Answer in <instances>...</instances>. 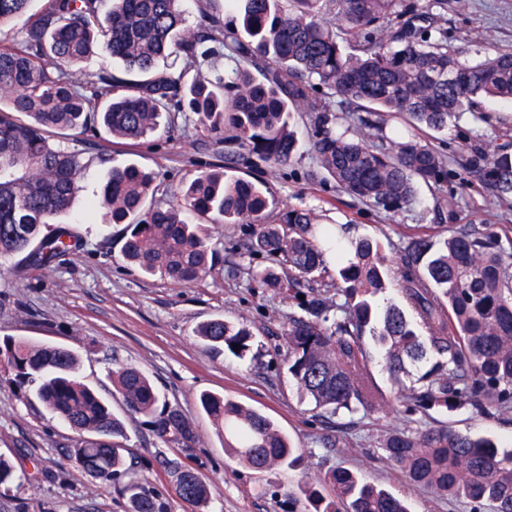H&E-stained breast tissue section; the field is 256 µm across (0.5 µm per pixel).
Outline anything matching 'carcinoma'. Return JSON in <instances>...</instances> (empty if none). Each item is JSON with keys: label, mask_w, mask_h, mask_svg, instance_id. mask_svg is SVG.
<instances>
[{"label": "carcinoma", "mask_w": 512, "mask_h": 512, "mask_svg": "<svg viewBox=\"0 0 512 512\" xmlns=\"http://www.w3.org/2000/svg\"><path fill=\"white\" fill-rule=\"evenodd\" d=\"M31 0H0V27L28 11ZM46 0L29 15L20 37L0 42V261L23 254L36 269H48L72 248L73 235L60 227L45 234L52 219L73 202L86 162L82 153L50 139L54 130L80 135L95 126L113 137L139 141L155 132L166 112H193L213 130L234 133L249 152L276 163L294 154L288 130L292 112H315L311 148L320 168L341 191L385 212L411 205L421 183L444 179L445 157L418 136L390 137L368 122L349 134L331 126L327 108L310 94L321 85L361 112L401 114L416 129L444 131L462 112L486 119V97L512 103V51L467 57L468 49L448 45L447 31L427 12L389 25L399 15L397 0H331L335 13L320 14L322 0H234L246 35L224 29L204 12L186 25L183 0ZM383 38L360 40L369 28ZM358 42L355 53L338 41ZM180 52L188 70L159 65ZM220 54L257 68L226 78L204 75L201 63ZM117 59L122 70L102 68L91 94L73 68L89 57ZM117 87L131 89L115 96ZM24 115L23 122L17 115ZM470 169L490 198H512V143L476 150ZM154 177L130 163L114 167L101 188L99 204L112 223L127 225L123 255L151 276L179 284L199 280L215 252L171 207L151 206ZM186 208L212 224H253L251 248L281 255L291 273L275 268L255 273L264 288L296 298L301 283L317 282L328 260L308 211L290 210L283 224H264L269 199L262 184L226 174L200 172L182 190ZM336 262V297L311 287L288 316L284 333L287 372L302 396L331 416L369 412L382 395L370 364L378 355L396 382L421 371L420 386L401 389L412 410H454L470 405L512 411V252L475 229L434 241L411 239L397 268L386 264L379 242L361 238L342 248ZM396 285L401 303L380 309L376 297ZM340 312L332 318L331 310ZM196 336L214 350L238 358L255 339L243 324L222 318L201 324ZM371 337L376 352L365 338ZM239 348H233V345ZM0 367L12 375L24 397L32 396L83 436L70 453L73 467L103 484H119L129 512H169L161 493L136 480L122 453L124 423L85 384L79 358L65 346L6 336L0 340ZM127 410L145 418L165 443H196L193 423L174 406H159V394L138 367L112 371ZM203 411L224 434V448L257 470L298 461L296 449L268 417L222 395L203 393ZM387 459L407 480L451 499H465L472 512L491 504L512 512V451L489 439H474L448 428L402 430L384 443ZM171 481L184 482L183 498L199 506L213 495L179 458L164 459ZM331 499L308 486L313 512H409L403 499L347 470L326 478Z\"/></svg>", "instance_id": "carcinoma-1"}]
</instances>
